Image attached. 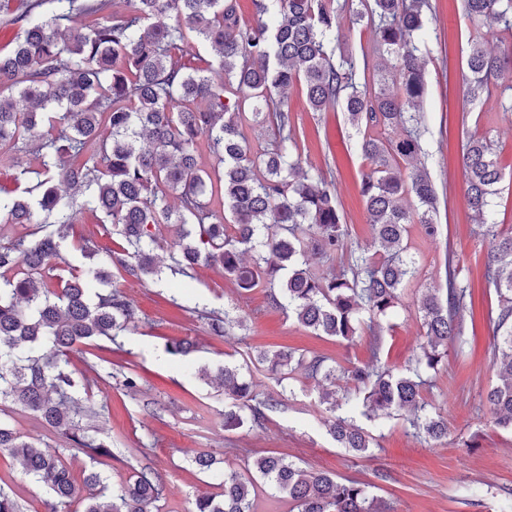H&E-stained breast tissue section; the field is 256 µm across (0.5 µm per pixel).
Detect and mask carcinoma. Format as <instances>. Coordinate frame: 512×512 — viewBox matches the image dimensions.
Wrapping results in <instances>:
<instances>
[{
    "label": "carcinoma",
    "mask_w": 512,
    "mask_h": 512,
    "mask_svg": "<svg viewBox=\"0 0 512 512\" xmlns=\"http://www.w3.org/2000/svg\"><path fill=\"white\" fill-rule=\"evenodd\" d=\"M49 2V17L34 14L43 2L30 0L8 19L21 35L0 51V154L32 153L39 176L30 183L26 167L15 177L20 193L0 188V222L35 226L0 244V405L36 414L73 450L112 454L111 436L75 421L98 410L79 395L70 353L78 344L113 342L134 326L133 306L119 287L101 294L95 286L112 282L114 266L136 279L159 275L156 230L172 224L182 276L218 264L239 288L266 289L274 305L316 336L347 342L370 336L369 362L346 371L353 395H363L362 406L372 413L410 409V425L426 441L446 437L447 422L421 392L432 383L424 374L447 357L448 343L462 348L476 338L475 323L465 321L473 291L458 280L455 255H448L447 288L427 290L418 306L426 343L401 374L382 360L380 323L416 277L411 225L430 240L441 235L438 193L421 161L426 128L413 111L426 93L429 49L420 39L429 0H360L359 10L352 0H254L258 19L250 25L240 21L234 0ZM344 9L380 53L376 89L358 82L352 58L336 55ZM464 11L473 22L512 32V0H464ZM74 15L89 18L87 33L62 24ZM192 38L212 47L215 64L204 69L182 61L178 52ZM484 41V34L475 36L466 62L473 101L491 96L504 77L512 89V53H493ZM298 82L313 111L340 104L353 125L367 130L360 142L366 166L360 193L372 244L350 251L347 265L322 271L311 269L308 253L330 258L343 252L348 229L332 184L301 165L300 134L285 101V91ZM248 123L272 132L256 153L243 133ZM394 127L406 135L392 141L368 133ZM203 139L215 157L212 173L198 164ZM410 160L419 166L406 178L400 165ZM463 164L469 209L490 239L484 277L497 296L488 323L499 383L486 402L495 424L512 430V234L497 230L491 210L504 172L485 136L467 141ZM56 181L92 191L101 223L118 237L105 260L69 279L55 270L82 204L59 192ZM249 252L253 264L245 266L242 255ZM236 323L227 312L207 315L208 332L220 339ZM326 361L292 350L258 357L285 387L298 369L330 384L321 399L334 412L342 403ZM218 378L232 403L224 431L265 427L270 400L258 398L235 366L224 365ZM329 430L355 452L375 445L348 416L333 417ZM0 449L12 450L22 471L47 485L54 497L50 512L74 496L64 449L27 442L1 422ZM83 483L90 494L81 512H151L163 491L161 474L149 466L112 488L95 471ZM264 484L288 499L289 512H390L369 485L312 472L273 452L244 473L225 471L221 492L196 498L192 512H254Z\"/></svg>",
    "instance_id": "obj_1"
}]
</instances>
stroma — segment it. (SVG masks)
<instances>
[{
    "label": "stroma",
    "mask_w": 512,
    "mask_h": 512,
    "mask_svg": "<svg viewBox=\"0 0 512 512\" xmlns=\"http://www.w3.org/2000/svg\"><path fill=\"white\" fill-rule=\"evenodd\" d=\"M425 18L430 49L426 66L427 91L419 111L429 129L424 148L427 168L439 194L437 221L443 234L438 241L425 239L412 227L411 253L417 277L405 290L400 305L383 321L384 353L391 366L404 368L419 355L425 341L416 301L422 292L446 285V261L456 255L474 290L480 318L477 340L466 356L449 346L433 387L422 396L448 422V434L439 442L416 439L405 416L369 419L343 406L342 414L354 415L377 445L357 453L339 447L327 431L331 414L320 402L321 390L305 376L282 390L273 375L259 364L261 352L283 348L309 351L327 357L337 369L367 362L365 339L346 342L316 336L288 318L257 288L240 297L238 287L223 269L200 266L194 278L164 270L161 279H136L113 271L112 279L124 291L135 310L137 328L117 341L100 340L83 346L75 363L76 377L87 384L100 405L95 424L112 437L108 456L66 450L64 438L36 415L16 406L0 412L26 441L64 449V458L79 486L84 473L94 470L109 484L126 480L132 467L149 465L161 473L163 492L159 512H190L197 496L217 490L212 473L199 472L192 459L209 453L214 470L244 468L269 451L284 454L312 469L370 484L373 495L393 512H500L501 492L512 489V433L497 428L486 405L487 391L498 382L490 364L492 336L485 317L496 307L497 296L482 277L489 241L479 234L466 202L462 165L465 145L473 134H490L500 164L508 176L494 198L495 221L504 233L512 232V112L503 111L500 89L489 101L470 102L466 95L468 56L474 25L464 14L462 0H431ZM304 139L302 165L323 173L336 189L343 224L349 230V248L372 242L365 204L359 192L364 161L359 150L361 133L343 108L315 112L306 100L303 84L287 93ZM85 208L69 232L63 255L62 277L81 274L89 264L80 245L90 241L100 248L112 245L97 213L88 209V192L77 191ZM229 310L240 316L241 326L232 336H210L200 319L201 309ZM197 344L189 356L167 353L171 340ZM120 355L123 364L139 376L138 390L129 393L119 381L104 383L109 358ZM239 367L259 398L273 399L265 429L249 427L224 430V395L216 383L200 380V368L217 372L223 364ZM477 447H470V440ZM0 486L11 490L23 512H49L50 495L43 483L24 474L9 451L0 450Z\"/></svg>",
    "instance_id": "obj_1"
}]
</instances>
